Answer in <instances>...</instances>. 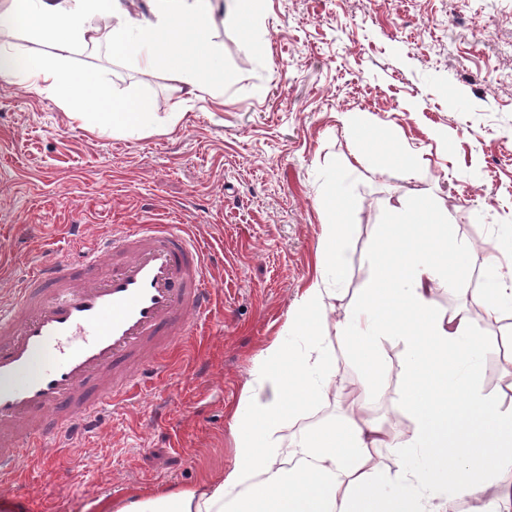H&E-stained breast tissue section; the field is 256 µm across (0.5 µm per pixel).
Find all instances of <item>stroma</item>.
Listing matches in <instances>:
<instances>
[{
    "mask_svg": "<svg viewBox=\"0 0 512 512\" xmlns=\"http://www.w3.org/2000/svg\"><path fill=\"white\" fill-rule=\"evenodd\" d=\"M265 56L218 22L224 86L198 100L164 70L140 74L108 46L79 50L70 66L106 76L115 96L177 106L175 132L95 135L52 99L0 87V285L18 284L48 257L77 261V235L114 224H189L210 247V318L120 408L103 407L76 448L44 462L19 452L18 483L0 512H87L129 488L188 487L234 456L228 414L254 360L278 336L316 274L319 208L336 184L348 212V269L322 328L338 395L309 411L319 422L348 410L341 394L365 378L336 341L340 309L372 271L370 250L387 209L425 192L448 207V239L469 246L459 292H481L490 258L512 236V0H261ZM369 126L411 167L379 165L353 134ZM474 374L478 389L512 409L497 335ZM388 389L374 417L405 416L404 344L381 342Z\"/></svg>",
    "mask_w": 512,
    "mask_h": 512,
    "instance_id": "stroma-1",
    "label": "stroma"
}]
</instances>
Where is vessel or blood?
I'll use <instances>...</instances> for the list:
<instances>
[{
  "instance_id": "1",
  "label": "vessel or blood",
  "mask_w": 512,
  "mask_h": 512,
  "mask_svg": "<svg viewBox=\"0 0 512 512\" xmlns=\"http://www.w3.org/2000/svg\"><path fill=\"white\" fill-rule=\"evenodd\" d=\"M210 262L191 226H112L78 263L50 259L0 294V488L135 395L212 312Z\"/></svg>"
}]
</instances>
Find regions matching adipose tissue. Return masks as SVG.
<instances>
[{
    "mask_svg": "<svg viewBox=\"0 0 512 512\" xmlns=\"http://www.w3.org/2000/svg\"><path fill=\"white\" fill-rule=\"evenodd\" d=\"M214 15L213 0H149L137 16L127 0H0V86L47 94L71 121L99 135L171 132L181 113L156 121L151 102L115 97L104 75L71 69V55L107 44L139 71L163 68L178 89L211 97L224 79ZM15 34L43 53L22 56ZM321 214L317 275L281 334L256 357L229 415L232 463L188 488L131 489L118 504L99 499L94 512H448L452 495L468 499L469 512H512V410L472 382L487 345L469 311L444 314L434 306L435 287L455 284L468 255L449 243L451 215L432 198L389 210L370 255L373 272L336 323L376 398L386 386L380 341L404 343L407 429H387L363 408L298 425L336 386L319 342L325 299L347 269L350 227L335 189L324 195ZM471 301L483 322L499 321L502 304L512 302V254L495 262L487 287ZM286 423L295 429L285 439L278 431ZM404 454L412 463L387 466Z\"/></svg>",
    "mask_w": 512,
    "mask_h": 512,
    "instance_id": "obj_1",
    "label": "adipose tissue"
}]
</instances>
